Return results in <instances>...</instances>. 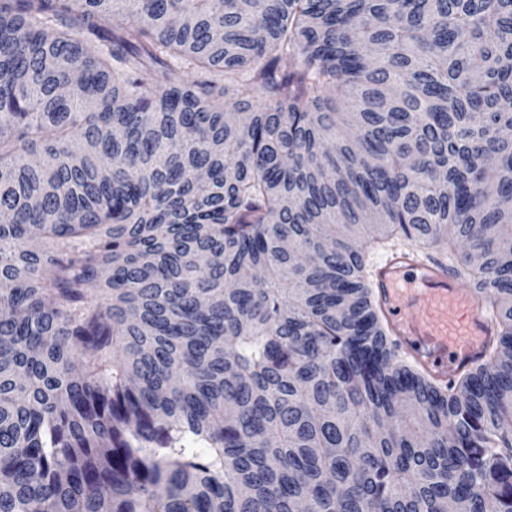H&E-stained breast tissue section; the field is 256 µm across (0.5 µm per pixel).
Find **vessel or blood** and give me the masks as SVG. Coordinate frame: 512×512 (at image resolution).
<instances>
[{"label": "vessel or blood", "instance_id": "b4317fda", "mask_svg": "<svg viewBox=\"0 0 512 512\" xmlns=\"http://www.w3.org/2000/svg\"><path fill=\"white\" fill-rule=\"evenodd\" d=\"M374 295L392 321L396 340L416 363L444 379L449 372L479 364L495 334L488 306L476 291L462 287L443 265L410 254H395L377 268ZM469 319H454L459 309Z\"/></svg>", "mask_w": 512, "mask_h": 512}]
</instances>
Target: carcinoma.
<instances>
[{
  "instance_id": "carcinoma-1",
  "label": "carcinoma",
  "mask_w": 512,
  "mask_h": 512,
  "mask_svg": "<svg viewBox=\"0 0 512 512\" xmlns=\"http://www.w3.org/2000/svg\"><path fill=\"white\" fill-rule=\"evenodd\" d=\"M509 129L512 0H0V512H512ZM399 235L495 318L446 384ZM407 244L395 237L384 246L369 248L366 265L370 275L377 260L407 250ZM460 280L465 288L444 265L410 254H394L384 260L373 280L374 295L391 315L396 340L416 363L440 379H447L448 372L479 364L495 334L488 305L475 289H469L472 283ZM407 285L413 288H403ZM460 308L469 311L460 310L456 315L463 324L453 318ZM399 353L413 364L408 352L400 349Z\"/></svg>"
}]
</instances>
